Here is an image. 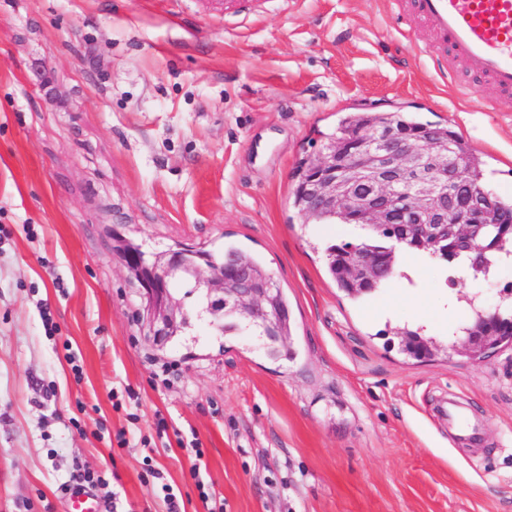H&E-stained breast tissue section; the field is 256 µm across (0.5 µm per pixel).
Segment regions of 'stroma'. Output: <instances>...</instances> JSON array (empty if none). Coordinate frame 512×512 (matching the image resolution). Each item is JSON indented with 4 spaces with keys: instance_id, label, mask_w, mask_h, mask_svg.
<instances>
[{
    "instance_id": "35a3bbf8",
    "label": "stroma",
    "mask_w": 512,
    "mask_h": 512,
    "mask_svg": "<svg viewBox=\"0 0 512 512\" xmlns=\"http://www.w3.org/2000/svg\"><path fill=\"white\" fill-rule=\"evenodd\" d=\"M394 8L0 0V512H66L77 466L107 478L90 491L105 512H166L165 483L208 512L199 477L224 512H512V348L474 361L448 327L499 303L512 265L475 281L403 253L410 298L391 280L354 300L326 248L360 229L293 205L297 163L351 112L448 126L512 200V112L439 77ZM119 235L253 255L288 301L287 352L247 325L222 335L181 288L188 320L153 345ZM403 327L434 356L401 354ZM449 397L480 448L440 416Z\"/></svg>"
}]
</instances>
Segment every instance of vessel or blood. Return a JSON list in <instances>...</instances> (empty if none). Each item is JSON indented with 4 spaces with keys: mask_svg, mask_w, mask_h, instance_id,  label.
Masks as SVG:
<instances>
[{
    "mask_svg": "<svg viewBox=\"0 0 512 512\" xmlns=\"http://www.w3.org/2000/svg\"><path fill=\"white\" fill-rule=\"evenodd\" d=\"M398 25L424 28L440 75L512 101V0H396Z\"/></svg>",
    "mask_w": 512,
    "mask_h": 512,
    "instance_id": "b4317fda",
    "label": "vessel or blood"
}]
</instances>
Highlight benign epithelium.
I'll use <instances>...</instances> for the list:
<instances>
[{"instance_id": "benign-epithelium-1", "label": "benign epithelium", "mask_w": 512, "mask_h": 512, "mask_svg": "<svg viewBox=\"0 0 512 512\" xmlns=\"http://www.w3.org/2000/svg\"><path fill=\"white\" fill-rule=\"evenodd\" d=\"M460 165L448 147L430 140L429 129L415 133L401 128L366 135L355 148L331 147L315 159L306 185L313 212H340L348 224H370L378 232L410 238L420 233L430 245L442 248L451 242L458 253L475 254L496 232L498 224L485 194H469V207L479 219L469 224L448 221L450 197L459 191ZM137 270L144 291L146 336L162 345L187 321V312L170 291L173 279L189 275L205 288L208 310L217 321L231 308L252 322L272 328L280 318L279 288L269 276L228 260L221 265H188L181 250L160 256L151 267L139 264L133 253L123 260ZM346 276L368 290L392 273L385 255L344 257ZM487 336L466 335L461 350L482 353Z\"/></svg>"}]
</instances>
